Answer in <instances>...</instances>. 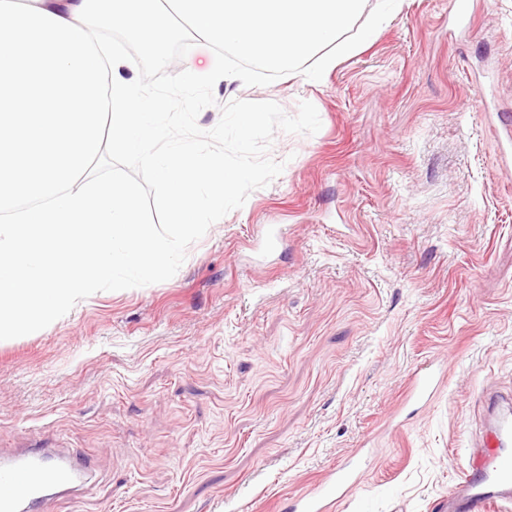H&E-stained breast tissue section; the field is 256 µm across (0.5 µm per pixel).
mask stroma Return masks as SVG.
<instances>
[{"label": "stroma", "mask_w": 512, "mask_h": 512, "mask_svg": "<svg viewBox=\"0 0 512 512\" xmlns=\"http://www.w3.org/2000/svg\"><path fill=\"white\" fill-rule=\"evenodd\" d=\"M457 3L405 0L318 84H216L201 129L235 99L321 128L276 132L282 173L169 280L0 341V450L92 470L43 512H286L362 446L333 512H448L481 392L512 396V0ZM429 359L442 386L379 437Z\"/></svg>", "instance_id": "1"}]
</instances>
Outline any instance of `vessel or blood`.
I'll return each instance as SVG.
<instances>
[{
  "label": "vessel or blood",
  "instance_id": "vessel-or-blood-1",
  "mask_svg": "<svg viewBox=\"0 0 512 512\" xmlns=\"http://www.w3.org/2000/svg\"><path fill=\"white\" fill-rule=\"evenodd\" d=\"M487 403L494 417L490 435L459 469L458 485L464 491L461 512H491L498 502L512 499V408L493 397ZM364 464V458L348 456L309 498L295 500L293 512H326ZM90 477L89 467L67 452L33 447L1 454L0 512H41L46 502L80 489Z\"/></svg>",
  "mask_w": 512,
  "mask_h": 512
}]
</instances>
